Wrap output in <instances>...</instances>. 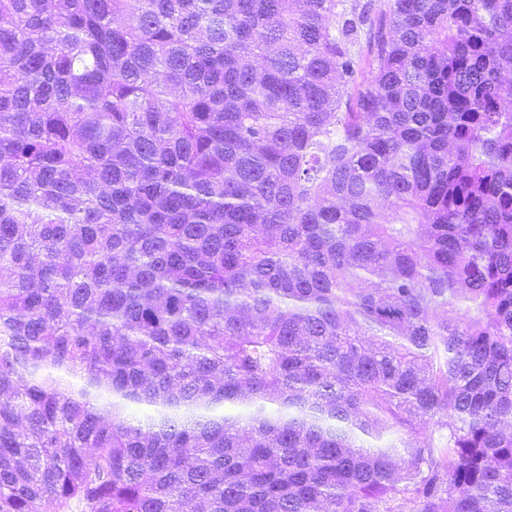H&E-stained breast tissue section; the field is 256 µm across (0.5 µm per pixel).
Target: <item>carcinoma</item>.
I'll return each mask as SVG.
<instances>
[{
    "instance_id": "obj_1",
    "label": "carcinoma",
    "mask_w": 512,
    "mask_h": 512,
    "mask_svg": "<svg viewBox=\"0 0 512 512\" xmlns=\"http://www.w3.org/2000/svg\"><path fill=\"white\" fill-rule=\"evenodd\" d=\"M371 12L0 0V512H512V0Z\"/></svg>"
}]
</instances>
